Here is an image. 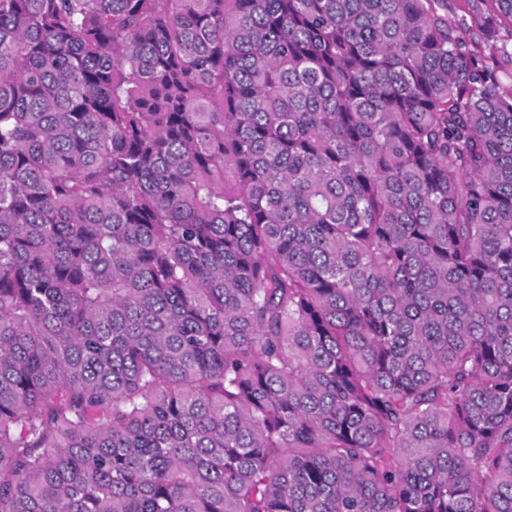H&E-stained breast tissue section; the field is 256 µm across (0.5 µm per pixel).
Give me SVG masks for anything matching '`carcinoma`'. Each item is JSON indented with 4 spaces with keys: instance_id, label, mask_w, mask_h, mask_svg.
Masks as SVG:
<instances>
[{
    "instance_id": "obj_1",
    "label": "carcinoma",
    "mask_w": 512,
    "mask_h": 512,
    "mask_svg": "<svg viewBox=\"0 0 512 512\" xmlns=\"http://www.w3.org/2000/svg\"><path fill=\"white\" fill-rule=\"evenodd\" d=\"M457 2L0 0V512H512V0Z\"/></svg>"
}]
</instances>
